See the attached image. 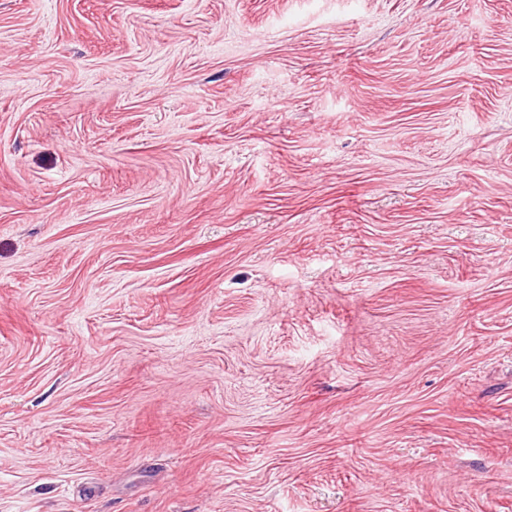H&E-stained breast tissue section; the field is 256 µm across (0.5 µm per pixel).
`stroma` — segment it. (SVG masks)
Wrapping results in <instances>:
<instances>
[{
	"mask_svg": "<svg viewBox=\"0 0 512 512\" xmlns=\"http://www.w3.org/2000/svg\"><path fill=\"white\" fill-rule=\"evenodd\" d=\"M0 512H512V0H0Z\"/></svg>",
	"mask_w": 512,
	"mask_h": 512,
	"instance_id": "obj_1",
	"label": "stroma"
}]
</instances>
